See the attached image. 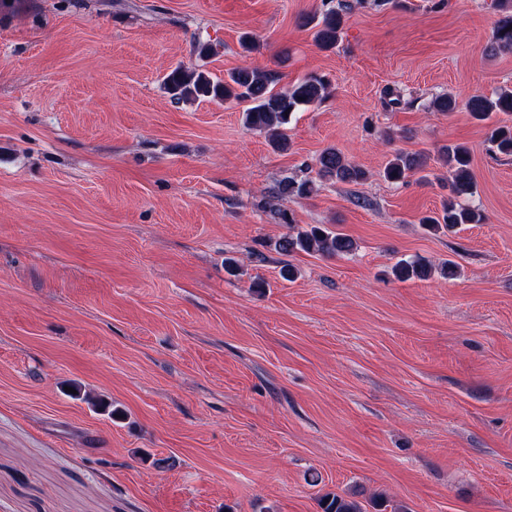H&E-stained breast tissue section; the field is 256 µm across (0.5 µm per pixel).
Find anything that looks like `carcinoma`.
Wrapping results in <instances>:
<instances>
[{"instance_id":"1","label":"carcinoma","mask_w":512,"mask_h":512,"mask_svg":"<svg viewBox=\"0 0 512 512\" xmlns=\"http://www.w3.org/2000/svg\"><path fill=\"white\" fill-rule=\"evenodd\" d=\"M505 15L498 21L491 39L490 51L512 50V0H497ZM346 5L324 10L308 16L302 25L313 30V40L324 50L336 47L344 26ZM276 74L255 67H241L230 71L227 77L214 78L202 68H187L178 65L163 78V85L171 97L178 101L207 100L226 104H246L243 110L244 124L253 130L266 134L274 150L284 152L290 149L286 133L291 116L305 106L323 101L329 94V80L324 75L310 74L294 82L284 90L275 89ZM464 107L471 117L479 122L491 119L494 114L512 116V89L495 98L472 96ZM491 149L503 156H512V125L501 120L488 133ZM440 161L447 174L437 177L448 187V198L443 200L441 210L425 214L419 223L432 231L452 229L461 224H480V211L459 201L463 195L474 193L475 184L470 173L471 155L463 144H448L440 149ZM316 179L308 177L286 178L278 188L284 196H308L315 189V182L354 183L365 178L366 172L334 148L325 149L316 160ZM426 157L419 152L396 151L388 160L384 170L385 180L404 184L407 179L425 170ZM280 249L293 252L318 253L335 257L350 253L354 244L347 236L327 228L314 226L308 231L289 235L279 243ZM447 277L457 274V265L448 260L436 266L430 261L415 257L401 259L392 268L393 275L400 281L411 279L426 280L435 271ZM321 512H365L361 502L353 496L326 493L320 498Z\"/></svg>"}]
</instances>
